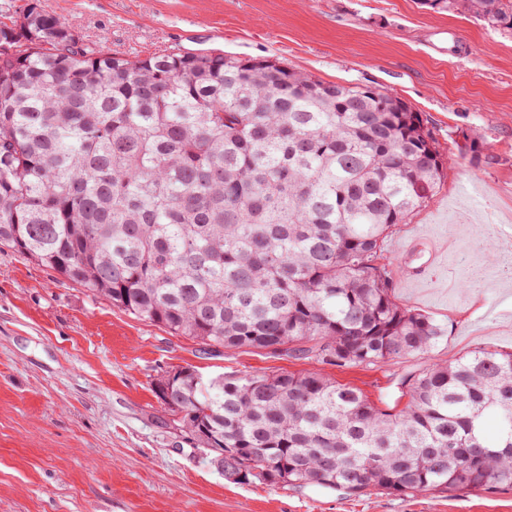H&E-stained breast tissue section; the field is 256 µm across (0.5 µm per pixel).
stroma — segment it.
Returning a JSON list of instances; mask_svg holds the SVG:
<instances>
[{"mask_svg":"<svg viewBox=\"0 0 512 512\" xmlns=\"http://www.w3.org/2000/svg\"><path fill=\"white\" fill-rule=\"evenodd\" d=\"M85 40L129 58L161 49L274 57L333 83L373 86L420 112L451 172L388 237L450 242L398 300L448 331L431 350L336 366L257 349L210 355L0 246V512H512V491L351 496L228 480L169 422L151 390L163 371L204 377L314 370L381 409L405 379L476 348L512 352V32L418 0H39Z\"/></svg>","mask_w":512,"mask_h":512,"instance_id":"stroma-1","label":"stroma"}]
</instances>
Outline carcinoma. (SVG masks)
<instances>
[{"mask_svg": "<svg viewBox=\"0 0 512 512\" xmlns=\"http://www.w3.org/2000/svg\"><path fill=\"white\" fill-rule=\"evenodd\" d=\"M421 3L512 32V0ZM448 173L380 89L270 58L130 59L36 3L0 21V245L205 354L375 365L436 345L444 328L397 300L381 256ZM166 383L175 427L244 484L512 490V352L431 365L396 413L317 372Z\"/></svg>", "mask_w": 512, "mask_h": 512, "instance_id": "carcinoma-1", "label": "carcinoma"}]
</instances>
